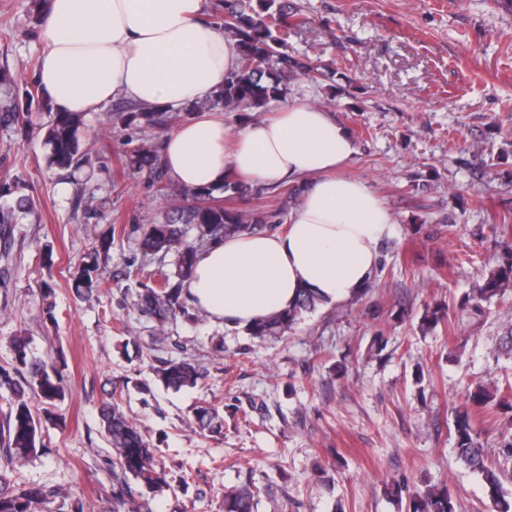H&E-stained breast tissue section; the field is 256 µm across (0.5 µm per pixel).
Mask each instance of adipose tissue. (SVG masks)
<instances>
[{
  "instance_id": "1",
  "label": "adipose tissue",
  "mask_w": 512,
  "mask_h": 512,
  "mask_svg": "<svg viewBox=\"0 0 512 512\" xmlns=\"http://www.w3.org/2000/svg\"><path fill=\"white\" fill-rule=\"evenodd\" d=\"M203 0H44L35 79L57 112L102 111L112 97L146 106L210 98L237 63L234 42L201 18ZM355 155L329 112L294 102L238 130L204 115L163 142L181 186L233 177L305 191L283 233L226 237L202 255L185 284L210 322L248 328L292 305L299 289L345 303L369 285L392 217L363 181L342 176Z\"/></svg>"
}]
</instances>
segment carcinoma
<instances>
[{"label": "carcinoma", "mask_w": 512, "mask_h": 512, "mask_svg": "<svg viewBox=\"0 0 512 512\" xmlns=\"http://www.w3.org/2000/svg\"><path fill=\"white\" fill-rule=\"evenodd\" d=\"M212 23L236 41L239 62L224 76V87L207 100L211 109L226 112H259L270 102L286 97L290 81L298 74L310 75L314 67L294 56L288 47V29L302 25L305 18L284 0H223L211 16ZM48 117L42 124L48 165L59 170H79L95 163L108 167L110 159L91 155L82 137L84 115L52 111L50 104L33 87L25 88L12 103L0 107V127L30 123L32 113ZM170 108L144 107L128 102L109 114V121L123 127L159 128L167 124ZM125 165L145 174L155 193L167 203L163 221L140 224L135 228L137 248L155 264L153 283L135 292L134 306L139 314L164 327L178 317L195 319L185 295V283L206 249L229 235L270 231L283 223L287 204L301 197L303 188L294 184L283 200L269 206L239 209L224 205V199L260 198L264 187L234 178L217 187L188 189L179 186L163 167L155 151L134 148ZM22 174L0 183V234L24 216L34 213V201ZM111 240L101 238L86 257L70 272L77 298L89 300L104 283L99 258L110 250ZM512 301V247L502 262L483 276L466 296L462 308L482 315L492 301ZM322 299L301 291L293 307L258 319L247 333L256 338L282 336L314 311ZM30 339L15 336L10 341L13 364L0 366V389L11 393L12 402L0 422V512H54L58 492L44 486L19 481V469L44 447L42 422L55 420L53 409L65 399V386L58 354L54 363L34 359L29 354ZM155 377L166 389L178 392L193 388L203 378L199 365L183 357L161 363ZM42 403L37 411L31 405ZM480 408L495 415L501 408L512 410V400L486 388L467 392L466 402L455 411L453 432L458 459L482 475L488 497L499 512H512L504 499L501 476L504 471L489 465V458L472 423L471 409ZM198 427L219 433L223 419L208 405L195 409ZM100 433L112 448L107 463L112 486L108 499L112 512H150L148 497L164 490L168 483L156 459L155 450L125 415L117 401L105 402L99 409ZM256 489L243 485L224 494L223 512H254ZM409 512H455L448 490L416 493L410 497Z\"/></svg>", "instance_id": "carcinoma-1"}]
</instances>
